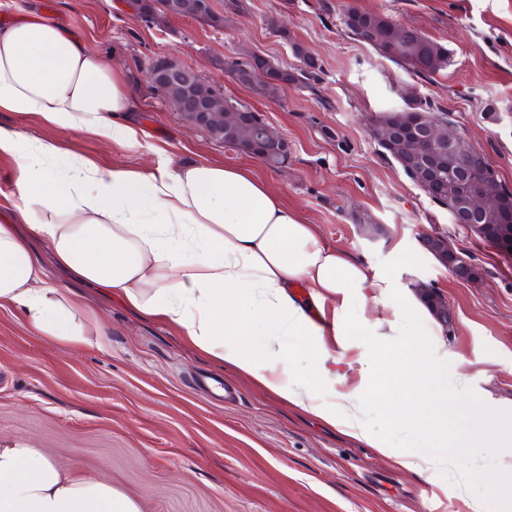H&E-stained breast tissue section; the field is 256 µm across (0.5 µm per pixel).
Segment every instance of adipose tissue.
<instances>
[{
    "mask_svg": "<svg viewBox=\"0 0 512 512\" xmlns=\"http://www.w3.org/2000/svg\"><path fill=\"white\" fill-rule=\"evenodd\" d=\"M135 100L120 69L47 15L0 26V111L34 112L49 126L89 131L121 148L141 142L128 115ZM0 158L15 173L19 202L0 214V302L19 305L53 340L85 345L94 316L72 293L49 285L33 241L79 282L121 295L142 315L184 331L214 360L251 377L280 400L316 414L371 447L365 387L321 394L303 380L287 337L328 357L327 337L350 335L337 302L385 287L350 252L321 244L314 225L248 168L186 163L154 171L100 167L63 153L50 139L0 129ZM303 295H296V288ZM401 307L372 323L382 360L402 368L377 384L418 371L389 343ZM265 336L246 349L254 327ZM499 469L493 489L471 496L470 512H494V488L512 482V426L491 442ZM402 466L453 472L461 491L473 470L456 454L414 455ZM0 512H139L103 477L63 471L44 448H0Z\"/></svg>",
    "mask_w": 512,
    "mask_h": 512,
    "instance_id": "adipose-tissue-1",
    "label": "adipose tissue"
}]
</instances>
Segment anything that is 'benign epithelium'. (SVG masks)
I'll list each match as a JSON object with an SVG mask.
<instances>
[{"label":"benign epithelium","instance_id":"7a95c632","mask_svg":"<svg viewBox=\"0 0 512 512\" xmlns=\"http://www.w3.org/2000/svg\"><path fill=\"white\" fill-rule=\"evenodd\" d=\"M174 8L193 16L204 14L212 9V0H182ZM152 87L161 94H171L178 99L177 110L190 117L189 123L204 129L222 128L239 123L246 113L224 108V94L211 92L201 95L197 86L206 83L200 75L183 66L174 56L164 58L163 65L149 73ZM375 140L393 148L409 164L410 175L418 182L426 184L434 194L443 188L440 171L443 158H448L451 167L464 181L467 190L464 194L449 198L452 204L450 214L458 224H471L475 214L489 215L490 224H472L471 234L484 238L496 224H511L512 210L505 207H491L492 188L489 177L480 173L477 155L465 138L451 126L428 118L426 122L411 134L395 131L392 127L378 128L373 132ZM255 144L248 149L253 158L260 161L269 155H288L292 145L288 138L274 131L265 123H260L254 131ZM441 243L439 254L452 253L460 259V252L448 245V239L436 230L424 231L419 242L425 240ZM433 315L443 329L453 324V315L448 309V302L442 298L432 301Z\"/></svg>","mask_w":512,"mask_h":512}]
</instances>
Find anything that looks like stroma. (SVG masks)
I'll return each mask as SVG.
<instances>
[{
    "mask_svg": "<svg viewBox=\"0 0 512 512\" xmlns=\"http://www.w3.org/2000/svg\"><path fill=\"white\" fill-rule=\"evenodd\" d=\"M387 15L448 49L447 72L426 78L351 39L346 7ZM224 26L190 19L159 26L126 0H0V24L51 14L68 32L112 57L136 96V150L84 130L46 125L31 112L0 111V127L55 140L67 153L109 168L143 170L192 160L246 166L313 224L320 241L353 253L384 288H365L343 306L346 320L391 315L416 284L447 300L451 332L433 324L437 355L457 386L487 406L512 401V255L453 224L386 156L375 119L407 94L444 111L484 153L512 191V0H213ZM302 45L297 55L294 45ZM177 56L258 112L293 145L274 171L184 121L153 90L151 63ZM259 56L291 71L303 56L313 81L288 84L268 100L225 73V61ZM438 228L481 275L459 279L418 241ZM46 279L73 291L101 326L98 343L70 345L40 335L15 306L0 303V446L49 449L71 473L110 479L141 512H469L447 473L419 476L264 392L194 347L182 331L142 317L116 297L72 282L47 246ZM370 336H340L330 368L337 392L375 378Z\"/></svg>",
    "mask_w": 512,
    "mask_h": 512,
    "instance_id": "stroma-1",
    "label": "stroma"
}]
</instances>
